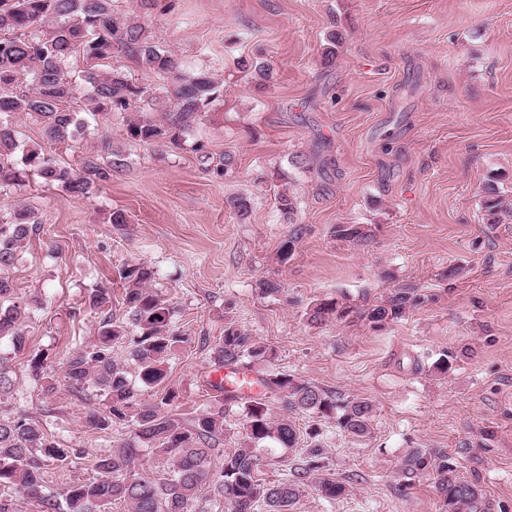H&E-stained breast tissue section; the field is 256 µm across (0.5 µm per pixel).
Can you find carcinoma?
<instances>
[{"label":"carcinoma","mask_w":512,"mask_h":512,"mask_svg":"<svg viewBox=\"0 0 512 512\" xmlns=\"http://www.w3.org/2000/svg\"><path fill=\"white\" fill-rule=\"evenodd\" d=\"M121 53L167 80L160 97L134 84L121 69L106 70L101 61ZM83 55L82 81L89 88L88 111L119 115L140 101L162 112L156 119L145 113L125 120L126 133L134 141L147 144H176L189 132L216 100L219 85L205 72L187 73L177 59L152 42L145 27L135 17L116 11L114 0H0V193H8L19 182L14 163L18 148L10 117L25 114L41 124L50 142L72 140L84 122L80 113L66 107L79 97L81 87L65 72L68 60ZM31 80L27 92L16 91L24 79ZM30 167L45 184L57 185L74 197H88L112 180L120 160L102 165L86 157L80 169L59 163L42 149L25 155ZM237 216L250 214V199L236 195L227 200ZM483 209L491 223L512 207L501 191L498 176L488 177L484 186ZM42 230V222L30 208L18 204L0 209V271L12 266L17 253ZM122 305L132 317L136 336L130 338L129 356L137 365V382H132L123 366L112 360V348L127 339V327L114 320L107 288L89 295V305L99 310L95 341L76 351L65 362L70 387L82 393L92 386L103 392L109 413L93 409L86 415L94 428L107 429L115 422H133L135 430L121 439L111 452L96 459L98 476L89 482L68 486L66 512H106L107 506L123 500L132 512H196L203 487L224 500V512H288L302 487H310L326 499L347 492L345 483L326 472L324 448L316 443L306 449L302 464L292 468L281 483L260 478L262 458L256 444L273 440L282 448L297 443V429L288 418L274 421L269 404L274 400L325 420L355 438L372 435V404L364 398L337 399L310 382L276 372L258 378L263 391L248 395L224 396L225 407H238L243 416L245 436L239 448L224 455L220 473L212 472V456L224 437V407L206 411L184 421L163 412V406L177 398L166 389L159 404L136 406V383L157 387L165 382L167 365L182 338L171 327L173 308L164 295L150 288L154 271L141 264L126 265ZM418 297L397 291L384 303L359 310L335 298L316 301L309 312L310 322L319 325L330 319L344 320L356 315L374 324L400 318L417 304ZM26 306L14 300L10 277L0 274V338L8 336L15 350L26 343L23 319ZM273 352L252 339L234 321L224 325V337L213 352L214 363L224 368L253 370L270 362ZM156 448L172 459L169 477L156 481L133 471L138 448ZM73 449L49 435L43 425L25 416L0 419V490L37 499L42 512H57V503L42 494L46 468L65 463ZM435 476V489L445 512H485L484 493L476 483L462 479L445 455H432L412 448L402 462L405 484L422 472Z\"/></svg>","instance_id":"cac0c4a2"}]
</instances>
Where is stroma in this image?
Returning a JSON list of instances; mask_svg holds the SVG:
<instances>
[{"instance_id": "35a3bbf8", "label": "stroma", "mask_w": 512, "mask_h": 512, "mask_svg": "<svg viewBox=\"0 0 512 512\" xmlns=\"http://www.w3.org/2000/svg\"><path fill=\"white\" fill-rule=\"evenodd\" d=\"M115 0L139 13L152 41L183 70H205L220 96L181 146L129 139L121 118L86 117L77 140L47 143L40 124L14 116L20 147L48 145L65 165L119 156L110 182L87 197L34 173L0 197L25 203L43 222L7 274L30 305L27 344L0 339L12 386L0 415H26L79 458L48 468L44 492L62 500L70 484L95 478L93 460L131 425L88 426L108 412L89 388L73 395L64 363L94 341L99 316L88 297L110 288L116 321L128 322L120 269L148 265L152 289L169 299L181 336L164 387L142 389L153 404L191 419L215 404L212 351L233 319L269 345L268 368L373 406V435L354 438L334 422L269 408L301 433L288 452L263 454L266 481H286L319 425L331 474L348 491L328 501L299 493L290 512H443L434 475L404 486L407 451L447 455L461 478L481 486L487 512H512V217L491 224L482 207L490 173L512 191V0ZM341 40L322 58L330 33ZM269 63L256 81L240 60ZM224 158L204 170L196 144ZM294 200L292 217L279 194ZM251 198L240 219L228 198ZM123 211L127 224L108 221ZM339 224L363 226L356 240ZM302 233L288 262L278 251ZM461 275H454V268ZM263 280L278 282L262 294ZM413 289L419 304L380 325L359 317L309 322L312 300L356 308ZM41 355V369L30 360ZM447 355V373L432 363ZM55 388L45 391V377Z\"/></svg>"}]
</instances>
